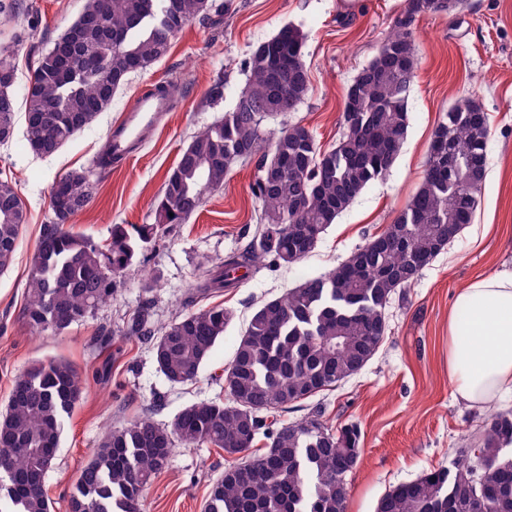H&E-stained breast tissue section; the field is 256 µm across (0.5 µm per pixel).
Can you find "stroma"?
<instances>
[{"mask_svg": "<svg viewBox=\"0 0 512 512\" xmlns=\"http://www.w3.org/2000/svg\"><path fill=\"white\" fill-rule=\"evenodd\" d=\"M213 0L208 18L189 24L168 55L131 75L110 107L50 156L33 153L16 124L0 144V177L11 178L26 211L20 244L0 273V409L16 377L37 362L70 361L81 374L83 398L63 424L44 490L54 512H68L72 485L106 431L147 413L169 423L185 406L222 398L220 376L256 308L294 287L300 276H318L345 261L391 223L415 194L434 131L444 111L467 97L487 113L490 137L478 206L471 224L426 266L417 281L396 292L386 309L387 336L357 374L333 389L281 413L292 422L312 411L332 429L360 430V460L348 476L347 512H375L389 489L425 471L461 459L490 411L456 401L448 377V311L469 281L512 265V0H465L454 15H424L415 26L418 68L409 96L410 124L387 175L369 185L330 225L315 249L295 264L265 259L230 288L194 296L196 277L241 251L256 230L258 204L251 193L255 162L237 165L224 186L208 193L184 224L139 249L120 276L110 301L62 333H37L22 316L26 283L37 242L50 218L52 183L72 170L92 173L89 204L71 224L108 247L116 224H150L168 172L192 136L223 117L245 88L244 61L260 42L287 24L307 35L304 61L309 90L286 121L301 123L321 149L339 136L347 91L378 52L403 0ZM85 0H17V20L0 28L13 43L17 112L42 48L80 16ZM177 81L173 108L160 129L129 162L100 168L112 127L134 98ZM224 97L212 101L211 87ZM283 121V122H286ZM283 122L273 121V128ZM221 305L235 318L196 381L171 384L159 371L149 342L127 335L142 308L151 328L175 315ZM225 466L223 451L175 445L167 468L154 479L144 512H201L211 483Z\"/></svg>", "mask_w": 512, "mask_h": 512, "instance_id": "35a3bbf8", "label": "stroma"}]
</instances>
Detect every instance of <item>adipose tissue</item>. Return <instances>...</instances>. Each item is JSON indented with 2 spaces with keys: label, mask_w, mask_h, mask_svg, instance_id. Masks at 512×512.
Masks as SVG:
<instances>
[{
  "label": "adipose tissue",
  "mask_w": 512,
  "mask_h": 512,
  "mask_svg": "<svg viewBox=\"0 0 512 512\" xmlns=\"http://www.w3.org/2000/svg\"><path fill=\"white\" fill-rule=\"evenodd\" d=\"M448 376L456 399L472 408L512 392V269L457 293L448 313Z\"/></svg>",
  "instance_id": "adipose-tissue-1"
}]
</instances>
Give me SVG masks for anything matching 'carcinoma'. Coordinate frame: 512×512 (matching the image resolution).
<instances>
[{
  "instance_id": "carcinoma-1",
  "label": "carcinoma",
  "mask_w": 512,
  "mask_h": 512,
  "mask_svg": "<svg viewBox=\"0 0 512 512\" xmlns=\"http://www.w3.org/2000/svg\"><path fill=\"white\" fill-rule=\"evenodd\" d=\"M463 0H405L393 32L354 77L336 146L318 148L311 132L266 122L297 110L309 89L306 35L288 24L260 42L246 63L247 84L224 119L192 137L168 173L154 223L115 224L109 253L73 231L71 218L90 200L87 172L70 171L50 187L44 225L26 287L23 315L39 332L60 333L105 304L136 251L171 224H184L232 168L256 155L252 194L258 227L246 252L200 273L196 292L234 285L231 272L272 256L305 258L326 228L392 168L406 140L408 101L418 58L414 24L426 14H454ZM209 0H86L80 18L38 55L25 100L28 147L50 156L89 126L128 77L170 49ZM12 49L0 46V143L16 122ZM476 99L444 113L430 143L421 183L404 209L348 260L305 276L263 303L224 369L222 401L192 404L168 424L142 415L109 430L83 466L69 512H143L144 494L167 466L175 443L224 451L202 512H346V476L360 458V431L333 430L318 413L277 422L274 413L337 386L377 353L388 330L386 308L472 221L485 177L489 124ZM25 211L17 186L0 179V273L13 260ZM212 306L180 313L159 331L144 330L169 382L196 379L234 320ZM83 396L76 368L58 358L19 375L0 412V512H51L44 478L63 423ZM267 448L251 454L258 435ZM467 459L429 470L386 492L376 512H512V411L482 425Z\"/></svg>"
}]
</instances>
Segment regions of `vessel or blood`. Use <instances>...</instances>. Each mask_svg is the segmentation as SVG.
<instances>
[{
    "label": "vessel or blood",
    "mask_w": 512,
    "mask_h": 512,
    "mask_svg": "<svg viewBox=\"0 0 512 512\" xmlns=\"http://www.w3.org/2000/svg\"><path fill=\"white\" fill-rule=\"evenodd\" d=\"M170 107V99L157 91L143 93L133 100L110 133L113 160L127 159L134 147L152 134Z\"/></svg>",
    "instance_id": "1"
}]
</instances>
